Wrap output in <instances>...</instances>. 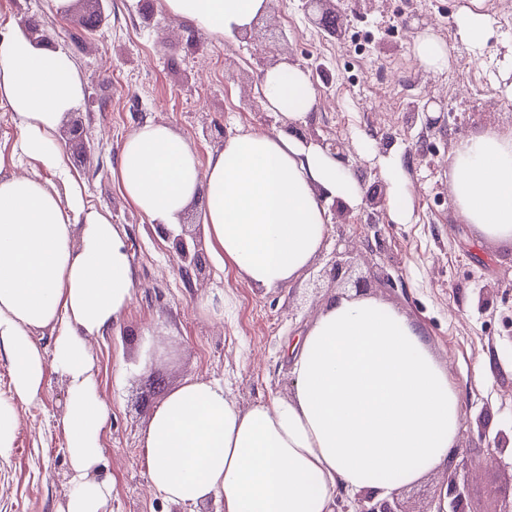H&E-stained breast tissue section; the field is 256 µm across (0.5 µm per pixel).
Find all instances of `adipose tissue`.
Segmentation results:
<instances>
[{"instance_id": "ef3b65f1", "label": "adipose tissue", "mask_w": 512, "mask_h": 512, "mask_svg": "<svg viewBox=\"0 0 512 512\" xmlns=\"http://www.w3.org/2000/svg\"><path fill=\"white\" fill-rule=\"evenodd\" d=\"M269 0H160L165 12L218 37L245 33ZM483 0L456 16V40L483 53L491 20ZM282 130L227 136L200 158L171 126L135 127L112 176L128 202L155 224L196 209L204 244L255 287L281 288L312 262L327 233L324 201L355 209L364 190L352 170L319 145L290 134L316 103L297 66L267 68L257 88ZM83 87L63 50L20 27L0 37V103L15 114L24 154L63 166L55 136ZM388 214L412 216V191L399 162L379 157ZM448 188L479 237L512 244V129H485L455 143ZM136 293L119 228L38 175L0 159V354L11 362L12 398L0 400V458L12 450L17 405L38 400L47 371L66 382L74 488L62 512H106L112 481L101 472L107 409L86 348L126 317ZM55 335L45 357L36 332ZM288 397L240 406L214 379L188 378L168 391L141 435L151 486L197 512H333L337 496L365 489L388 496L443 472L456 446L461 397L424 327L368 296L327 299L291 350Z\"/></svg>"}]
</instances>
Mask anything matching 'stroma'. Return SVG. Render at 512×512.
Segmentation results:
<instances>
[{"mask_svg": "<svg viewBox=\"0 0 512 512\" xmlns=\"http://www.w3.org/2000/svg\"><path fill=\"white\" fill-rule=\"evenodd\" d=\"M468 0H338L346 34L337 40L306 19L299 0H269L248 38H224L190 27L160 10L157 0H106L100 29L84 19L94 0H74L56 15L48 0H0V35L8 22L35 19L45 41L74 60L89 99L81 119L90 154L62 143L65 167L49 170L18 151L20 129L0 105V155L19 174L36 173L56 189L77 182L86 204L110 214L122 231L138 289L126 318L107 336L89 338L98 391L109 407L102 434L103 470L113 480L108 512H183L150 486L139 434L166 392L189 377L223 382L241 406L288 396L293 378L285 356L330 295L348 294L356 280L368 295L421 323L460 392L459 447L470 449L464 475L470 512H502L512 502V460L487 463L484 438L512 433V247L480 243L464 224L448 190V155L462 138L487 126L512 129V100L502 96L496 50L512 29L491 12L492 36L482 55L454 37V17ZM432 31L450 62L466 59L456 84L416 61L414 44ZM284 32L283 56H314L326 79L314 82L316 104L307 127L345 142L344 166L364 192H387L376 161L359 160L355 141L365 135L377 149L396 151L415 189L413 220L362 224L361 210L330 219L324 244L293 284L254 287L232 268L207 262L192 278L177 270L172 242L123 197L112 169L123 139L147 121L173 126L200 157L224 134L271 131L277 124L261 103L259 51ZM428 95L432 114L448 120L433 129L409 123L408 112ZM432 144L429 155L420 143ZM349 253L345 279L327 271L336 254ZM494 289L479 306L482 289ZM494 377L479 382L484 359ZM68 403L64 379L48 373L39 399L18 408L14 448L0 463V512H58L73 484L61 419Z\"/></svg>", "mask_w": 512, "mask_h": 512, "instance_id": "obj_1", "label": "stroma"}]
</instances>
